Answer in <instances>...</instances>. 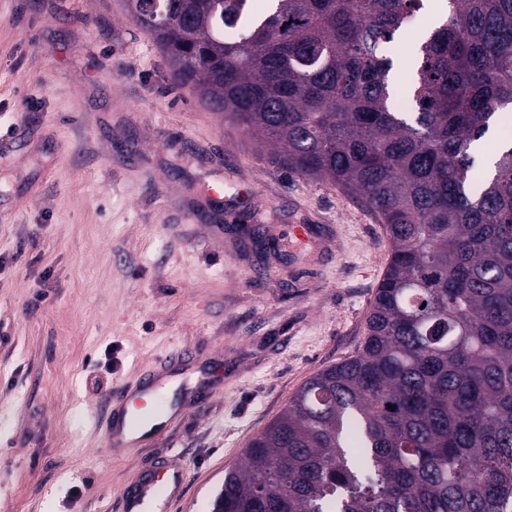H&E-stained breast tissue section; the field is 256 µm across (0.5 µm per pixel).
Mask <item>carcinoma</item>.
I'll use <instances>...</instances> for the list:
<instances>
[{
	"label": "carcinoma",
	"instance_id": "carcinoma-1",
	"mask_svg": "<svg viewBox=\"0 0 512 512\" xmlns=\"http://www.w3.org/2000/svg\"><path fill=\"white\" fill-rule=\"evenodd\" d=\"M174 81L391 256L357 355L309 378L224 471L211 512H512V0H448L404 96L386 52L424 0H126Z\"/></svg>",
	"mask_w": 512,
	"mask_h": 512
}]
</instances>
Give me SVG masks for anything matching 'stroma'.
<instances>
[{"instance_id":"35a3bbf8","label":"stroma","mask_w":512,"mask_h":512,"mask_svg":"<svg viewBox=\"0 0 512 512\" xmlns=\"http://www.w3.org/2000/svg\"><path fill=\"white\" fill-rule=\"evenodd\" d=\"M0 512H209L299 387L354 355L390 259L376 215L174 84L125 0H0ZM223 188V205L210 201ZM191 348L184 410L107 451L111 398ZM185 474L176 457L157 460L154 467L137 474L126 493L125 512H157L161 492L170 501L180 495ZM163 489V490H162Z\"/></svg>"}]
</instances>
